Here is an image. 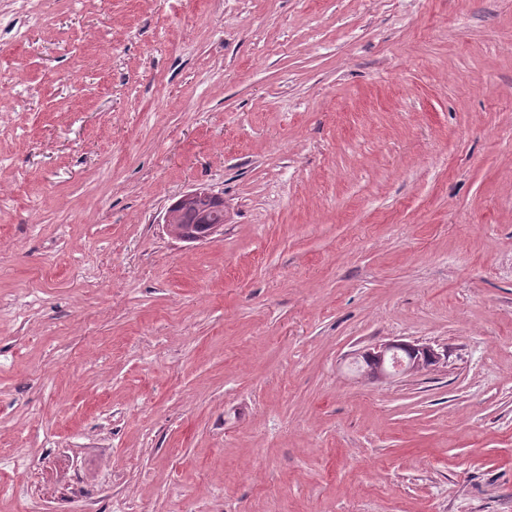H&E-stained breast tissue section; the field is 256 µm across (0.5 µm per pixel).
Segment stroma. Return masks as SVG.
Masks as SVG:
<instances>
[{"mask_svg":"<svg viewBox=\"0 0 512 512\" xmlns=\"http://www.w3.org/2000/svg\"><path fill=\"white\" fill-rule=\"evenodd\" d=\"M0 512H512V0H0ZM210 196L218 195L206 190H194L184 194L168 207L165 224L171 237L187 243H215L220 240L225 219L220 224H209L202 233L196 232L192 225L183 224L182 221L184 212L196 207L201 198ZM397 347H404L409 349L413 356L408 362L397 361L395 362L394 369L391 371L387 364L390 358L394 355V351ZM418 354V357L417 355ZM367 359L374 364L375 371L369 373H363L362 376L369 377L371 379H387L396 374H414L420 373L425 368L423 366L421 356L433 357L435 362H440L442 354L435 351L431 346L425 344H419L416 342H403V341H389L376 344L373 348H370L364 353Z\"/></svg>","mask_w":512,"mask_h":512,"instance_id":"35a3bbf8","label":"stroma"}]
</instances>
